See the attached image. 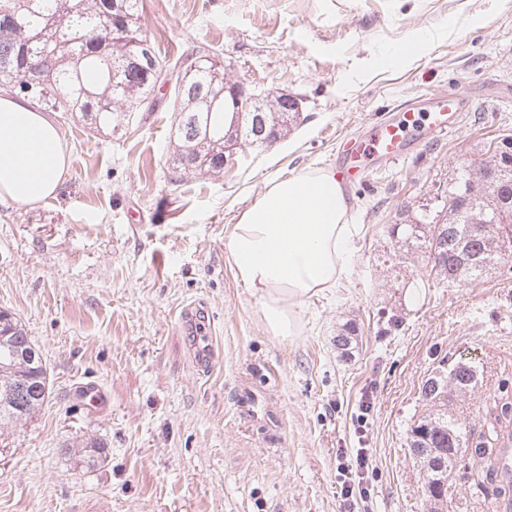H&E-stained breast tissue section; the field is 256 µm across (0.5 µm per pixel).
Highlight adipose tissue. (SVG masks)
Here are the masks:
<instances>
[{
	"mask_svg": "<svg viewBox=\"0 0 512 512\" xmlns=\"http://www.w3.org/2000/svg\"><path fill=\"white\" fill-rule=\"evenodd\" d=\"M68 158L57 126L27 99L0 96V205H32L55 195ZM351 205L330 171L267 184L234 226L236 275L262 301L272 336L293 340L297 307L334 287L352 251Z\"/></svg>",
	"mask_w": 512,
	"mask_h": 512,
	"instance_id": "obj_1",
	"label": "adipose tissue"
}]
</instances>
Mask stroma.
Listing matches in <instances>:
<instances>
[{
	"label": "stroma",
	"instance_id": "stroma-1",
	"mask_svg": "<svg viewBox=\"0 0 512 512\" xmlns=\"http://www.w3.org/2000/svg\"><path fill=\"white\" fill-rule=\"evenodd\" d=\"M141 25L162 58L211 44L234 81L288 91L302 112L272 146L177 183L171 95L111 135L54 113L69 156L58 193L0 205V310L48 381L0 454V512H344L342 448L369 458L367 512H429L406 441L419 387L476 366L454 404L475 439L512 405V273L421 288L424 258L395 259L385 227L435 209L461 161L512 137V0H143ZM453 89L472 100L456 130L347 188V274L299 306L294 340L271 336L229 254L239 214L270 180L331 169L341 140ZM193 302L218 354L203 375L177 325ZM93 441L101 457L80 461ZM477 469L468 455L449 476L448 512H498Z\"/></svg>",
	"mask_w": 512,
	"mask_h": 512
}]
</instances>
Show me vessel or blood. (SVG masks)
<instances>
[{
  "mask_svg": "<svg viewBox=\"0 0 512 512\" xmlns=\"http://www.w3.org/2000/svg\"><path fill=\"white\" fill-rule=\"evenodd\" d=\"M470 103V96L451 92L442 95L428 110L408 108L384 116L372 123L359 141L344 145L338 161L339 179L349 184L365 182L380 162H397L419 144L448 136ZM178 324L192 339L191 358L196 370L207 373L216 358V348L207 329L206 308L199 303L186 305Z\"/></svg>",
  "mask_w": 512,
  "mask_h": 512,
  "instance_id": "1",
  "label": "vessel or blood"
}]
</instances>
